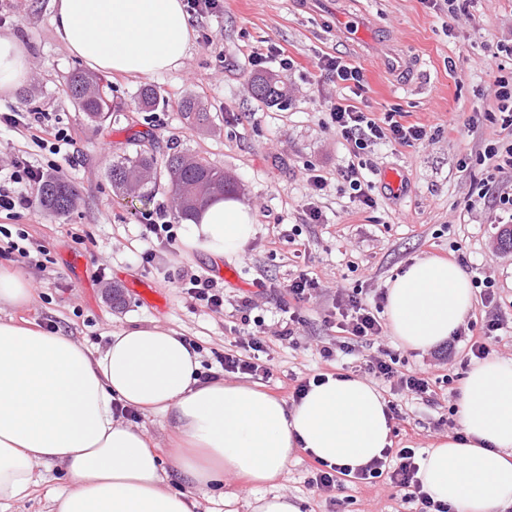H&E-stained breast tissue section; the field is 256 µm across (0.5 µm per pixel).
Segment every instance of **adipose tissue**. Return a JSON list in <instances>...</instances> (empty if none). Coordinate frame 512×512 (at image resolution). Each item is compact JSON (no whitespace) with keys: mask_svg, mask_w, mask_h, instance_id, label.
<instances>
[{"mask_svg":"<svg viewBox=\"0 0 512 512\" xmlns=\"http://www.w3.org/2000/svg\"><path fill=\"white\" fill-rule=\"evenodd\" d=\"M53 24L89 67L134 78L177 68L193 29L182 0H54ZM30 61L0 36V95L25 79ZM256 234L250 207L209 201L183 221L181 241L213 262L241 255ZM34 286L0 263V506L44 494L48 512H201L228 481H276L297 452L357 469L392 445L386 402L368 381L325 382L293 404L256 386L203 379L200 354L157 321L111 332L94 352L21 312ZM473 290L456 263L415 259L389 284L386 315L407 349L427 351L463 324ZM162 416L159 443L125 409ZM459 432L420 458L418 477L452 512H512V360L474 364L459 387ZM62 468L63 489L43 491Z\"/></svg>","mask_w":512,"mask_h":512,"instance_id":"1","label":"adipose tissue"}]
</instances>
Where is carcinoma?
Returning a JSON list of instances; mask_svg holds the SVG:
<instances>
[{"label": "carcinoma", "mask_w": 512, "mask_h": 512, "mask_svg": "<svg viewBox=\"0 0 512 512\" xmlns=\"http://www.w3.org/2000/svg\"><path fill=\"white\" fill-rule=\"evenodd\" d=\"M254 95L268 104L286 99V83L271 74H259L253 78ZM67 93L76 107L92 121H100L112 114V98L104 89L100 77L76 70L67 79ZM137 105L144 111L157 106V93L149 85L139 89ZM183 119L190 126H202L210 121V115L196 98L187 97L179 104ZM163 170L172 189V206L180 217L187 219L205 202L221 191L229 194L235 190V182L200 159L190 158L180 152L167 154L163 159L137 149L110 164L108 177L112 186L128 195H134L142 204L150 202V194L143 189L157 178L158 167ZM79 202L75 185L59 175L48 176L38 190V207L51 216L72 211Z\"/></svg>", "instance_id": "1"}]
</instances>
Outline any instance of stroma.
Wrapping results in <instances>:
<instances>
[{
  "label": "stroma",
  "mask_w": 512,
  "mask_h": 512,
  "mask_svg": "<svg viewBox=\"0 0 512 512\" xmlns=\"http://www.w3.org/2000/svg\"><path fill=\"white\" fill-rule=\"evenodd\" d=\"M361 16L366 29L359 39L344 35L348 17ZM194 38L181 66L142 80L105 75L115 110L104 123L90 121L65 93L73 70L85 64L58 38L52 0H0V35L20 39L31 70L12 98L0 101V113L39 112L42 124L13 128L0 124V166L23 156L52 169L61 156L43 148L52 129L63 128L73 144L67 177L80 194L78 207L64 215L41 210L0 212V261L23 268L33 278L34 304L27 318L103 347L108 330L131 321L158 320L196 344L206 374H222L220 361L237 333L247 332L245 318L262 317L267 376L244 380L274 396L292 400L295 386L317 374L360 375L354 357L320 358L321 347H335L336 334L324 318L338 292L374 300L414 258L454 256L470 278L493 284L505 315L503 327L488 341L493 356L512 359V248L502 237L512 232V217L499 210L497 193L512 189V172L498 173L483 163L487 144L512 141L493 96L496 77L512 76V56L491 58L490 47L512 44V0H468L464 12L450 16L428 0H221L217 11L190 17ZM278 47L280 55L270 54ZM395 52L410 64L408 74L393 76L379 59ZM266 55L253 66V54ZM339 57L363 67L362 89L352 95L345 84L320 71L322 56ZM290 57L283 69L281 57ZM279 75L288 98L276 106L256 100L251 84L257 72ZM151 85L160 100L143 112L135 95ZM200 100L210 113L206 127L184 123L178 111L186 97ZM346 98L370 116L395 111L409 126H425V140L413 146L384 143L369 154L364 175L373 206L350 198L338 171L350 147L337 137L330 106ZM157 157L179 151L224 171L237 184V196L256 217V234L239 257L229 259L239 282L224 283V311L215 314L176 286L180 270L213 277L215 265L203 254L173 244L167 268L143 257L141 230L148 215L170 207L166 177L151 187L141 204L113 188L109 164L134 145ZM318 170L327 180L322 195L309 199L307 175ZM401 178L399 191L386 183L389 172ZM490 182L493 193L468 207L473 185ZM315 201L319 223L304 221L303 210ZM21 232L30 257L9 247L8 235ZM308 273L319 282L317 294L297 311V338L288 344L277 334L285 326L289 280ZM120 301H113V292ZM254 307L241 311L244 298ZM464 342L439 350L412 351L391 333L364 345V356L387 350L400 371H416L434 381L432 401L392 395L401 416L394 447L428 450L435 438L459 431L453 389L470 369ZM315 458L297 453L271 485L243 490L224 487L221 512H251L259 495L285 493L301 500L303 512H419V501L377 478L347 479L340 490L317 496L307 488Z\"/></svg>",
  "instance_id": "35a3bbf8"
}]
</instances>
